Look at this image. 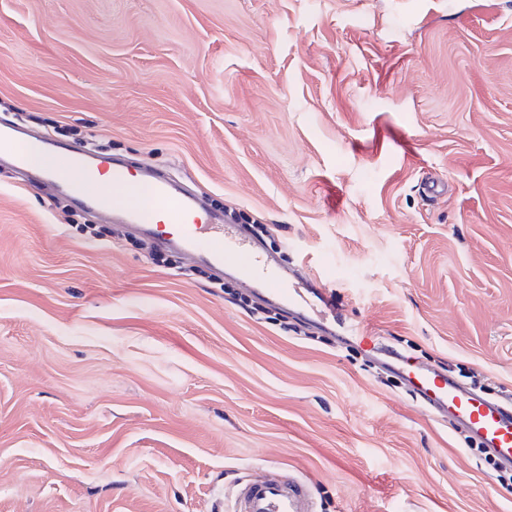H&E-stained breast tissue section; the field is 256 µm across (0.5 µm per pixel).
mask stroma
Masks as SVG:
<instances>
[{
	"label": "stroma",
	"mask_w": 512,
	"mask_h": 512,
	"mask_svg": "<svg viewBox=\"0 0 512 512\" xmlns=\"http://www.w3.org/2000/svg\"><path fill=\"white\" fill-rule=\"evenodd\" d=\"M262 224L336 316L512 395V0H0V126ZM0 158V512H512L345 335ZM232 512H317L307 486L288 475L241 483Z\"/></svg>",
	"instance_id": "obj_1"
}]
</instances>
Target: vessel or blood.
<instances>
[{"instance_id": "b4317fda", "label": "vessel or blood", "mask_w": 512, "mask_h": 512, "mask_svg": "<svg viewBox=\"0 0 512 512\" xmlns=\"http://www.w3.org/2000/svg\"><path fill=\"white\" fill-rule=\"evenodd\" d=\"M53 175L65 179L77 194H85L87 183L96 180L100 165L86 161L84 150L65 146L52 157ZM151 185L155 212H148L134 203L140 185ZM103 209L122 210L130 223L152 221L154 213L164 217L156 226L153 238L161 247L181 246L190 260L207 256L220 265L238 269L247 281L267 287L291 305H300L303 290L313 288V279L292 283L261 255L254 239L241 225L224 224L204 206L176 192L167 182L146 171L131 173L121 163L112 165V181L93 196ZM396 370L405 377L414 391L436 410L452 415L499 460L512 465V407L492 403L473 390L460 386L448 374L435 367H423L410 358L397 356ZM234 512H317L314 499L301 481L274 473L268 478L241 483L235 499Z\"/></svg>"}]
</instances>
